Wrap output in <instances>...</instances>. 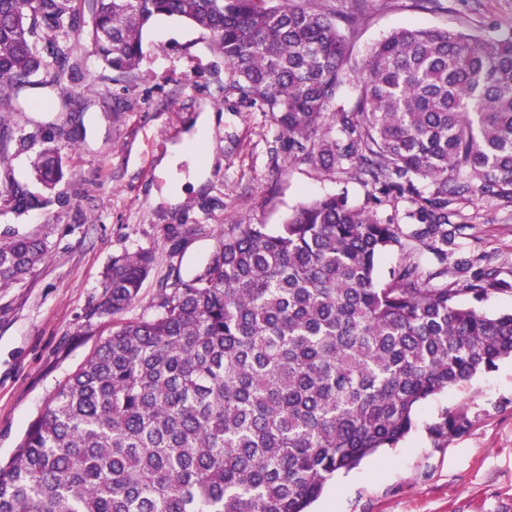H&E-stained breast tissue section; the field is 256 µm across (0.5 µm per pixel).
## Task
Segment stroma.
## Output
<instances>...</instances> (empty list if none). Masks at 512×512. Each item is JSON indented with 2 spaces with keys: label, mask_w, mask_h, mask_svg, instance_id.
I'll list each match as a JSON object with an SVG mask.
<instances>
[{
  "label": "stroma",
  "mask_w": 512,
  "mask_h": 512,
  "mask_svg": "<svg viewBox=\"0 0 512 512\" xmlns=\"http://www.w3.org/2000/svg\"><path fill=\"white\" fill-rule=\"evenodd\" d=\"M512 25V0H368L353 26L340 24L352 60L401 28L448 27L485 34ZM143 56L118 76L90 53L87 31L71 35V79L48 86L50 52L0 144V241L31 236L46 258L30 275L0 288V467L10 464L30 423L91 355L112 321L155 316L161 286L205 265L225 225L277 228L299 204L343 194L356 207L405 223L406 205L375 199L359 181L289 158L267 110L242 98L209 34L174 18H157L143 36ZM214 124L197 156L207 179L195 187L189 163L180 178L160 163L192 141L199 118ZM54 135L64 177L46 189L30 161ZM43 199L11 213L10 186ZM462 213L471 228L448 248L450 261L488 258L512 282V208L473 199ZM147 252L154 263L138 300L115 320L94 315L113 257ZM456 419L439 437L432 424ZM311 512H512V360L429 397L393 448L331 480Z\"/></svg>",
  "instance_id": "35a3bbf8"
}]
</instances>
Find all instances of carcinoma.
<instances>
[{
	"label": "carcinoma",
	"instance_id": "obj_1",
	"mask_svg": "<svg viewBox=\"0 0 512 512\" xmlns=\"http://www.w3.org/2000/svg\"><path fill=\"white\" fill-rule=\"evenodd\" d=\"M85 16L95 57L119 75L157 17L207 32L291 159L408 202L409 223L334 195L275 231L227 225L201 270L162 286L157 315L112 324L57 389L0 468V512H307L336 472L396 445L419 402L512 357V312L462 305L448 282V244L469 228L461 201L512 206V31L399 29L350 65L336 13L303 0H0L1 128L42 50L58 63L50 83L65 84ZM345 83L350 110L336 106ZM33 169L56 186L58 148L43 143ZM13 202L42 206L17 187ZM392 250L402 259L382 283ZM45 256L38 239L1 241L0 288ZM151 268L145 254L114 258L95 313L135 303ZM465 291L479 302L512 283L487 266Z\"/></svg>",
	"mask_w": 512,
	"mask_h": 512
}]
</instances>
